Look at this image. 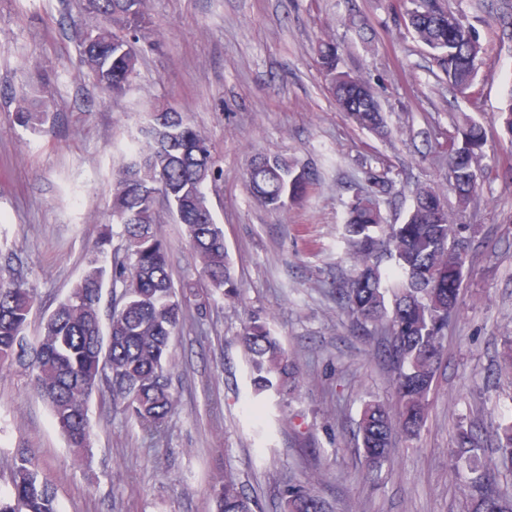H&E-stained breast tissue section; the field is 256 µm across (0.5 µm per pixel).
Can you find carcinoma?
Masks as SVG:
<instances>
[{
	"label": "carcinoma",
	"instance_id": "obj_1",
	"mask_svg": "<svg viewBox=\"0 0 512 512\" xmlns=\"http://www.w3.org/2000/svg\"><path fill=\"white\" fill-rule=\"evenodd\" d=\"M402 15L406 28L431 52L434 63L457 95L476 104L473 88L485 54L474 29L451 0H411ZM85 11L98 25L79 32L86 75L109 96L121 97L136 74L141 43L151 35L148 0H85ZM318 63L339 111L362 129L384 133L381 106L371 87L339 68L336 45L322 42ZM17 121L33 131L49 112L33 93L16 99ZM145 141L113 173L112 217L120 218L123 254L107 259L103 237L86 253L85 269L69 294L44 315L33 341L25 330L36 302L33 291L0 278V367L31 369L34 386L50 410L68 447L85 458L91 452L89 402L107 395L130 419L150 434L159 432L174 413L170 367L171 339L185 318L189 297L198 288L223 296L237 295L224 227L210 206L207 186L215 178L207 139L185 113L169 103L155 105L142 129ZM483 126L472 121L459 142L449 143L448 180L458 205L467 207L479 189L475 150L484 144ZM311 181L308 170L287 159L258 153L250 161L246 182L252 195L271 210L299 201ZM163 186L170 213L183 224L199 279L175 286L166 244L161 236L151 191ZM383 218L370 198L353 202L344 236L354 268L338 288L339 298L356 320L388 337L394 367L395 402H368L358 421L357 440L372 473L392 451L393 437L412 438L427 418L429 394L443 355V338L457 313L462 275L470 260L471 239L450 222L441 195L417 189L414 204L400 224L375 235ZM394 260L398 278L386 283L379 255ZM111 309L107 329L100 310L104 290ZM240 341L259 395L272 392L288 400L300 384L299 358L288 353L264 322L244 325ZM481 450L478 434L462 429L448 457L454 471L472 462ZM496 451L512 456V422L498 425ZM12 496L0 498V512H58L53 487L39 478L35 458L17 451L9 469ZM467 512H512V497L503 494L489 468L463 476ZM215 512H256L257 503L226 470L213 486ZM284 512H328L308 487L295 483L283 492Z\"/></svg>",
	"mask_w": 512,
	"mask_h": 512
}]
</instances>
